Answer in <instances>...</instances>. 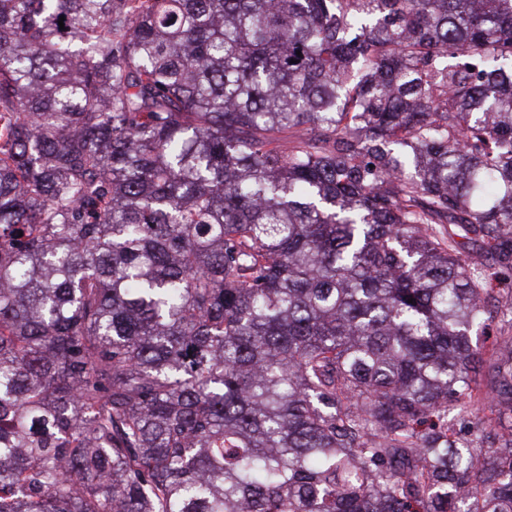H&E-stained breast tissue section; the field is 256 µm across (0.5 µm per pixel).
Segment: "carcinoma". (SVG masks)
Masks as SVG:
<instances>
[{
  "instance_id": "obj_1",
  "label": "carcinoma",
  "mask_w": 512,
  "mask_h": 512,
  "mask_svg": "<svg viewBox=\"0 0 512 512\" xmlns=\"http://www.w3.org/2000/svg\"><path fill=\"white\" fill-rule=\"evenodd\" d=\"M504 278L512 0H0V512H512Z\"/></svg>"
}]
</instances>
